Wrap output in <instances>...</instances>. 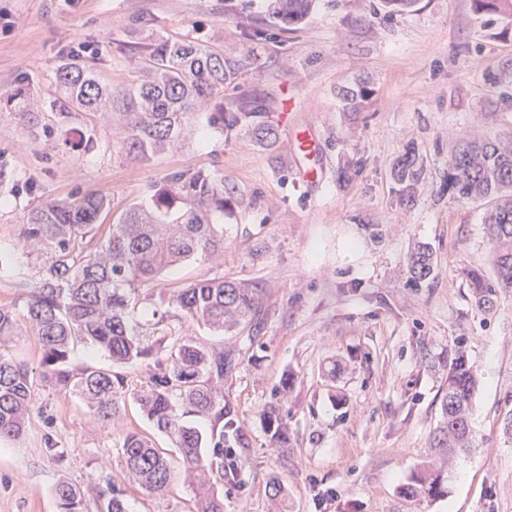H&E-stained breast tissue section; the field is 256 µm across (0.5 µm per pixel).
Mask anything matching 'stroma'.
Returning a JSON list of instances; mask_svg holds the SVG:
<instances>
[{"instance_id": "1", "label": "stroma", "mask_w": 512, "mask_h": 512, "mask_svg": "<svg viewBox=\"0 0 512 512\" xmlns=\"http://www.w3.org/2000/svg\"><path fill=\"white\" fill-rule=\"evenodd\" d=\"M272 8L273 0H0V97L26 89L40 112L34 125L0 110V306L15 318L0 350L40 367L24 296L41 264L21 239L29 210L101 191L116 216L204 169L226 187L224 248L141 283L135 316L156 337L191 336L236 356L224 394L244 447L237 481L220 488L224 512H512V291L493 311L476 308L465 271L493 270L488 204L442 191L457 146L512 143V108L492 104L486 84L490 69L512 61V17L477 12L473 0H418L393 17L381 0H315L304 23L285 29ZM162 34L239 59L224 99H263L274 144L243 128L222 134L202 111L180 148L144 163L121 148L120 110H52L54 74L70 49L89 45L97 78L117 91L136 81L143 46ZM347 88L366 96L349 105ZM303 130L317 141L315 160L298 151ZM411 147L423 171L404 190L393 173ZM311 164L320 182H302ZM420 245L435 276L417 288L409 257ZM211 278L257 289L260 323L216 335L185 319L172 295ZM459 339L481 377L475 449L450 465L443 497L408 499L400 487L425 460L440 415L443 378L432 363ZM272 404L288 447L267 430ZM130 430L178 459L134 404L107 425L73 394L37 386L25 436L0 442V512H58V482L91 500L104 475L129 512H195L183 477L149 493L125 475L117 448ZM275 482L285 494L272 496Z\"/></svg>"}]
</instances>
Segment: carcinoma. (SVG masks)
Wrapping results in <instances>:
<instances>
[{
  "instance_id": "obj_1",
  "label": "carcinoma",
  "mask_w": 512,
  "mask_h": 512,
  "mask_svg": "<svg viewBox=\"0 0 512 512\" xmlns=\"http://www.w3.org/2000/svg\"><path fill=\"white\" fill-rule=\"evenodd\" d=\"M275 23L293 27L308 18L313 0H277ZM479 12L512 13V0H473ZM145 78L116 92L103 86L82 58H67L56 71L59 114L96 112L119 104L127 117L123 149L147 162L158 153L177 148L196 106L214 102L211 126L230 132L245 127L261 144L269 146L277 129L265 120L263 100L250 98L224 109L217 100L224 83L235 77L239 63L211 49L185 40L158 37L141 58ZM488 82L494 102L512 107V65L492 71ZM422 164L408 150L393 178L408 187L419 180ZM446 188L464 200H493L485 217L494 252V277L480 268L467 270L474 285L475 306L494 308L498 292L512 288V148L495 141L473 142L454 149L448 163ZM227 199L224 181L198 170L176 177L149 200L128 207L95 249L79 244L111 211V199L102 193L49 200L31 210L22 227L28 247L45 255L35 284L27 289L26 315L42 350L41 370L29 367L0 351V440L16 441L27 430L33 411L36 383L78 396L102 422L110 425L128 401H133L156 429L179 449L183 476L193 483L196 512H224V495L212 481L235 482L241 460L225 458L224 449L241 443L234 407L224 397V377L237 366L235 354L207 348L190 336H178L165 361H156L148 382L131 385L121 367L158 353L156 341L133 320L139 295L136 284L197 255L224 247ZM410 273L418 285L434 276L432 253L419 248L410 257ZM183 315L216 333L229 332L259 315L257 293L232 280L208 279L173 295ZM80 342L102 351L113 367L73 368L71 347ZM445 371L440 416L429 438V454L401 486L408 498L435 499L446 493V468L460 455L474 450L470 424L472 398L479 384L462 345L448 349L438 363ZM212 417L222 423L220 433L205 437L187 424L188 414ZM272 439L288 447V432L274 409L266 411ZM118 454L126 473L149 492H160L176 476L166 453L138 432H127ZM97 512H128L112 476L100 477L96 486ZM58 512H85V494L62 481L54 490Z\"/></svg>"
}]
</instances>
